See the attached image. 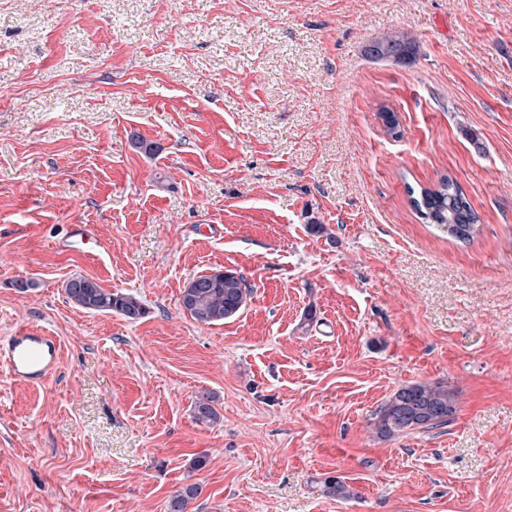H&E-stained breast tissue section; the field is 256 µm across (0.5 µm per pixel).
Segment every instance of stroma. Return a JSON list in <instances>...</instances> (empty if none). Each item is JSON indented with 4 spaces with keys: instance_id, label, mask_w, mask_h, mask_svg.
Segmentation results:
<instances>
[{
    "instance_id": "1",
    "label": "stroma",
    "mask_w": 512,
    "mask_h": 512,
    "mask_svg": "<svg viewBox=\"0 0 512 512\" xmlns=\"http://www.w3.org/2000/svg\"><path fill=\"white\" fill-rule=\"evenodd\" d=\"M392 31L411 63L365 55ZM445 176L469 240L413 204ZM228 269L248 304L196 323L182 289ZM77 276L145 316L74 306ZM21 325L62 350L46 383L0 376V512H166L192 483L188 512H512V0H0V337ZM407 383L454 416L378 437ZM369 43L384 45L391 52L397 53L399 55L397 63L411 62L416 57L418 51L415 41L400 31L387 33ZM202 488L194 483L176 491L169 499L167 512H188L189 504L198 498Z\"/></svg>"
}]
</instances>
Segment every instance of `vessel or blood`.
<instances>
[{"mask_svg":"<svg viewBox=\"0 0 512 512\" xmlns=\"http://www.w3.org/2000/svg\"><path fill=\"white\" fill-rule=\"evenodd\" d=\"M60 345L47 332L20 326L0 338V364L10 378L44 383L54 372Z\"/></svg>","mask_w":512,"mask_h":512,"instance_id":"b4317fda","label":"vessel or blood"}]
</instances>
